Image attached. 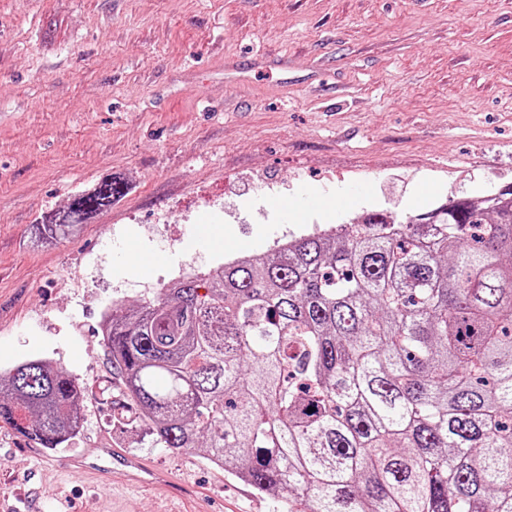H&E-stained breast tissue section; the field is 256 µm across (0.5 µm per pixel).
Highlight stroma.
Masks as SVG:
<instances>
[{
  "instance_id": "1",
  "label": "stroma",
  "mask_w": 512,
  "mask_h": 512,
  "mask_svg": "<svg viewBox=\"0 0 512 512\" xmlns=\"http://www.w3.org/2000/svg\"><path fill=\"white\" fill-rule=\"evenodd\" d=\"M109 177L125 185L112 206L36 238ZM507 185L512 0H0V372L39 359L90 389L64 447L0 421V512L32 488L43 512H161L120 468L98 486L62 472L88 448L170 472L197 489L190 512H287L200 451L110 423L103 313L228 254ZM312 195L332 208L270 205ZM133 245L149 268L127 262Z\"/></svg>"
}]
</instances>
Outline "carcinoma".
I'll list each match as a JSON object with an SVG mask.
<instances>
[{
    "label": "carcinoma",
    "instance_id": "1",
    "mask_svg": "<svg viewBox=\"0 0 512 512\" xmlns=\"http://www.w3.org/2000/svg\"><path fill=\"white\" fill-rule=\"evenodd\" d=\"M121 191L97 184L47 234ZM100 332L121 431L202 448L288 512H512V189L184 276ZM0 388L21 436L78 434L72 376L29 360Z\"/></svg>",
    "mask_w": 512,
    "mask_h": 512
}]
</instances>
